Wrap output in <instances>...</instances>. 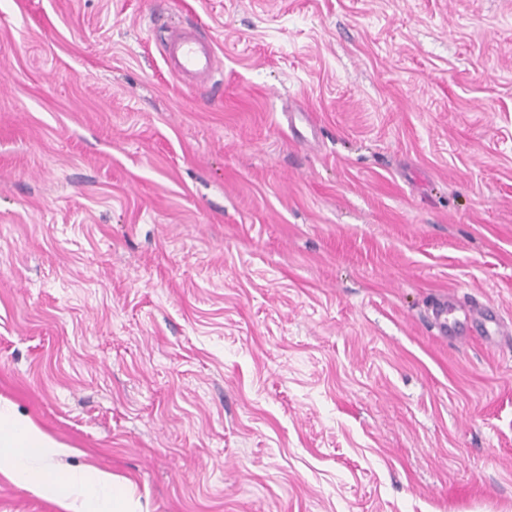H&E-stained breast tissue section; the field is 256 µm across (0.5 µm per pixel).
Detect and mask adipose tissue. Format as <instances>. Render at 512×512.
Returning a JSON list of instances; mask_svg holds the SVG:
<instances>
[{
  "mask_svg": "<svg viewBox=\"0 0 512 512\" xmlns=\"http://www.w3.org/2000/svg\"><path fill=\"white\" fill-rule=\"evenodd\" d=\"M65 453V446L18 413L11 403L0 402V473L42 494L61 491L77 497L85 488H95L100 496L88 512H144L134 485L124 476L95 468L48 469L47 460Z\"/></svg>",
  "mask_w": 512,
  "mask_h": 512,
  "instance_id": "ef3b65f1",
  "label": "adipose tissue"
}]
</instances>
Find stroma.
Listing matches in <instances>:
<instances>
[{
	"instance_id": "stroma-1",
	"label": "stroma",
	"mask_w": 512,
	"mask_h": 512,
	"mask_svg": "<svg viewBox=\"0 0 512 512\" xmlns=\"http://www.w3.org/2000/svg\"><path fill=\"white\" fill-rule=\"evenodd\" d=\"M0 397L147 512H512V0H0ZM171 71L181 78H212L218 70L213 47L196 31L176 29L163 44ZM454 309L460 312V317H452ZM454 309L447 302H443L433 312L436 325L442 334L462 339L476 317L480 320L483 331L487 335L496 336L500 333L499 319L494 308L488 304H480L477 307L472 304L464 307L454 306Z\"/></svg>"
}]
</instances>
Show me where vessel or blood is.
I'll list each match as a JSON object with an SVG mask.
<instances>
[{
    "label": "vessel or blood",
    "instance_id": "vessel-or-blood-1",
    "mask_svg": "<svg viewBox=\"0 0 512 512\" xmlns=\"http://www.w3.org/2000/svg\"><path fill=\"white\" fill-rule=\"evenodd\" d=\"M163 52L173 74L181 78H209L218 69L213 47L193 30L172 31L163 44ZM434 317L441 333L458 338L476 321L487 335L499 333V319L494 309L486 304H471L456 311L444 302L435 309Z\"/></svg>",
    "mask_w": 512,
    "mask_h": 512
}]
</instances>
